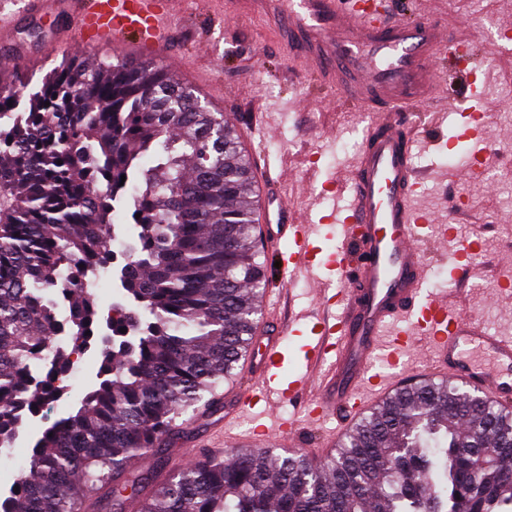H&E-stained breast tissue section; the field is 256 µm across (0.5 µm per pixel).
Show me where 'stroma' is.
Listing matches in <instances>:
<instances>
[{"instance_id":"1","label":"stroma","mask_w":512,"mask_h":512,"mask_svg":"<svg viewBox=\"0 0 512 512\" xmlns=\"http://www.w3.org/2000/svg\"><path fill=\"white\" fill-rule=\"evenodd\" d=\"M395 2L399 11L434 16L450 32L469 40L467 62L480 74L474 91L458 83L440 84L417 123L420 138L414 163L431 172L417 203L455 225L459 237L474 242L479 251L462 279L452 282L448 254L426 242L434 264L430 287L439 295L462 299L467 310L488 326L512 332V294L495 292L498 281L512 279V205L504 199L505 188L512 187V50L500 47L497 38L498 32H512V0ZM71 26L64 10L52 16L20 11L0 39V63L39 58V66L24 74L31 83H40L72 54ZM162 64L182 83L203 79L216 92L232 89L220 110L230 115L239 134L253 135L258 150L253 165L266 167L274 176L287 170L279 193L299 219L317 223L326 209L331 172L349 171L364 146L365 114L345 108L322 82L305 76L301 63L289 58L262 21L236 17L214 0H203L199 10L172 19ZM486 102L491 118L484 140L492 150L481 158L483 174L465 181L449 177L448 165L468 168L470 146L462 142L440 151L435 143L459 133L461 109H478ZM312 298L305 282L285 290L272 281L263 297L262 315L286 318L307 308ZM221 415L218 406L197 413L185 436L171 441L163 467H156L150 454L134 459L129 471L144 477L141 493H149L182 468L187 449L224 456L226 448L215 434Z\"/></svg>"}]
</instances>
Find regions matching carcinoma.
<instances>
[{
    "label": "carcinoma",
    "instance_id": "cac0c4a2",
    "mask_svg": "<svg viewBox=\"0 0 512 512\" xmlns=\"http://www.w3.org/2000/svg\"><path fill=\"white\" fill-rule=\"evenodd\" d=\"M0 87V448L63 399L75 355L97 366L78 409L32 439L0 512H82L99 486L120 510L129 462H163L176 419L247 356L274 271L253 245L251 161L231 118L156 63L69 62L32 88L1 71ZM123 230L137 244L118 267ZM112 271L125 303L104 314L90 288ZM137 512H512V409L424 379L321 463L205 456Z\"/></svg>",
    "mask_w": 512,
    "mask_h": 512
}]
</instances>
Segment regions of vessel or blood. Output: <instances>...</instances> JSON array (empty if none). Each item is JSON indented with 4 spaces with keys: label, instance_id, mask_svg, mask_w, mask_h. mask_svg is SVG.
<instances>
[{
    "label": "vessel or blood",
    "instance_id": "obj_1",
    "mask_svg": "<svg viewBox=\"0 0 512 512\" xmlns=\"http://www.w3.org/2000/svg\"><path fill=\"white\" fill-rule=\"evenodd\" d=\"M228 2L236 15L262 19L308 75L374 119L350 183L332 190L345 203L332 206L324 223H295L278 192L264 194V235L280 255L282 282L303 271L316 287L317 306L307 315L312 337L302 368L284 379V341L300 320L266 330L252 344L249 378L235 389L226 416L252 414L245 438L255 444L275 434L288 447L307 423L331 419L342 432L403 386L410 376L404 364L416 356L424 357L428 375L461 381L512 407V335L429 291L432 265L420 245L426 227L439 245L455 242L448 277H461L468 242L415 204L425 174L413 163L419 135L409 114L432 100L443 70L459 71L456 38L431 18L407 19L393 0ZM67 3L75 38L145 59L162 57L176 12L197 6L196 0ZM461 119L463 137L481 143L488 113L465 112ZM329 223L336 244L322 260L318 242ZM379 360L388 373L376 370ZM296 401L302 417L278 416Z\"/></svg>",
    "mask_w": 512,
    "mask_h": 512
}]
</instances>
